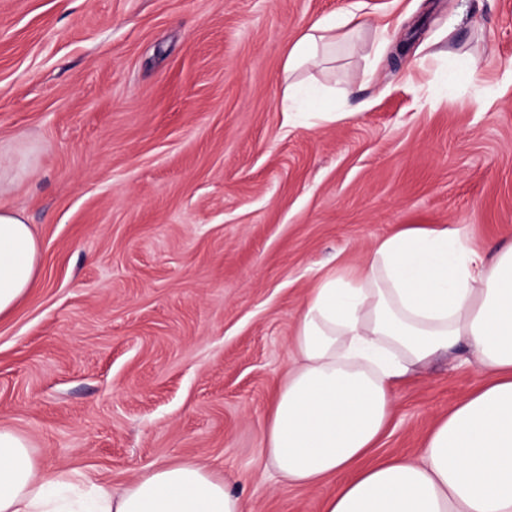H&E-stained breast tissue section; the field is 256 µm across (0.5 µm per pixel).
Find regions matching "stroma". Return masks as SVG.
I'll return each instance as SVG.
<instances>
[{
	"mask_svg": "<svg viewBox=\"0 0 512 512\" xmlns=\"http://www.w3.org/2000/svg\"><path fill=\"white\" fill-rule=\"evenodd\" d=\"M340 11L355 44L286 77ZM291 82L343 119L288 117ZM0 204L41 247L0 317V427L42 473L198 459L242 512H322L263 452L304 302L402 229L512 240V0H0ZM482 379L456 353L400 382L373 460ZM353 24L361 26L363 22L357 20L356 14L351 11L323 15L308 22L288 46L285 72L289 74L316 65L322 56L353 32Z\"/></svg>",
	"mask_w": 512,
	"mask_h": 512,
	"instance_id": "1",
	"label": "stroma"
}]
</instances>
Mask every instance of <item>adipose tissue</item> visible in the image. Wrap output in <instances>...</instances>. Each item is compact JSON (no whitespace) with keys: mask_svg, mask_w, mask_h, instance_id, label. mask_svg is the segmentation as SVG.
Returning a JSON list of instances; mask_svg holds the SVG:
<instances>
[{"mask_svg":"<svg viewBox=\"0 0 512 512\" xmlns=\"http://www.w3.org/2000/svg\"><path fill=\"white\" fill-rule=\"evenodd\" d=\"M356 22L350 11L308 22L285 72L317 64ZM39 256L25 216L0 206V315L31 287ZM458 349L485 383L436 422L419 457L371 461L395 385ZM263 438L282 482H336L323 512H512V243L490 255L453 228L409 229L367 250L357 276L323 277L306 298ZM241 510L201 461L164 464L118 488L81 472L49 479L28 440L0 428V512Z\"/></svg>","mask_w":512,"mask_h":512,"instance_id":"adipose-tissue-1","label":"adipose tissue"}]
</instances>
